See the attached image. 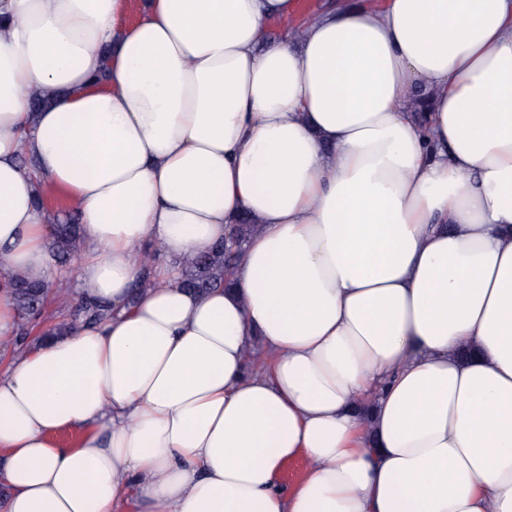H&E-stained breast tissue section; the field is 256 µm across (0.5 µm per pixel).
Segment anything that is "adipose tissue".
Masks as SVG:
<instances>
[{
  "mask_svg": "<svg viewBox=\"0 0 512 512\" xmlns=\"http://www.w3.org/2000/svg\"><path fill=\"white\" fill-rule=\"evenodd\" d=\"M63 206L110 314L0 279V512H512V0H0V269ZM79 226L73 215H66L64 222L55 224L52 247L61 257L70 256L77 249L79 244ZM74 256L61 259L59 263L60 275L57 284L51 290L50 301L47 308L48 320L38 321L31 326L30 320L40 317L43 314L44 305L48 293L47 285L42 277L30 272L12 271L5 272L13 284L14 300L16 310L19 315V331L22 339L31 336L22 345H29L34 341L38 331V324L42 326L53 325L51 331L54 334H63L70 331L73 327L85 325L103 320L109 310L104 306L92 302H82L80 306L83 319L70 323L74 318L75 308L82 300L81 283L77 279V273L74 266ZM62 288V291L58 289ZM30 333V334H29ZM29 334V335H28ZM231 233L224 241L208 251L187 258L182 263V288L198 294H206L213 288L227 286L226 272L235 263L244 244L255 233L256 226L247 217L232 224Z\"/></svg>",
  "mask_w": 512,
  "mask_h": 512,
  "instance_id": "adipose-tissue-1",
  "label": "adipose tissue"
}]
</instances>
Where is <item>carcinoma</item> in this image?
<instances>
[{"instance_id": "1", "label": "carcinoma", "mask_w": 512, "mask_h": 512, "mask_svg": "<svg viewBox=\"0 0 512 512\" xmlns=\"http://www.w3.org/2000/svg\"><path fill=\"white\" fill-rule=\"evenodd\" d=\"M256 226L246 217L232 225L228 238L213 245L208 251L190 257L182 263L180 285L198 294L226 287V272L235 263L244 244L255 233ZM79 244V224L69 215L65 221L55 225L52 247L61 257L74 253ZM13 284L14 300L19 315V331L25 338L30 333V320L43 314L48 293L42 277L30 272L12 271L7 273ZM83 319L70 324H55L52 332L63 334L74 327L103 320L108 309L92 302L80 306Z\"/></svg>"}]
</instances>
